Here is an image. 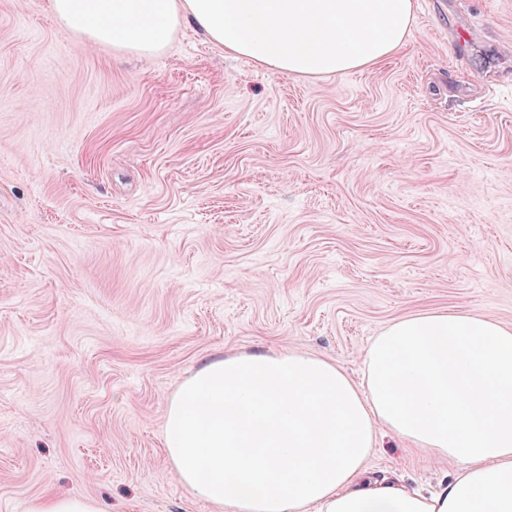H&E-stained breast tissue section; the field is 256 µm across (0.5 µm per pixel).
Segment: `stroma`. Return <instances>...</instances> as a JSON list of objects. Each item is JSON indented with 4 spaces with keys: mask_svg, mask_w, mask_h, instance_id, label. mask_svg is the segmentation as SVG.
Masks as SVG:
<instances>
[{
    "mask_svg": "<svg viewBox=\"0 0 512 512\" xmlns=\"http://www.w3.org/2000/svg\"><path fill=\"white\" fill-rule=\"evenodd\" d=\"M435 3L384 63L293 76L0 0V512H215L162 447L204 361L299 349L357 379L401 317L512 325V0ZM366 467L429 490L460 464L387 438ZM26 512H102L100 504L93 499L68 493H57L32 500Z\"/></svg>",
    "mask_w": 512,
    "mask_h": 512,
    "instance_id": "35a3bbf8",
    "label": "stroma"
}]
</instances>
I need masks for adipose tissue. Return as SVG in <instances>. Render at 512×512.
I'll use <instances>...</instances> for the list:
<instances>
[{
	"instance_id": "adipose-tissue-1",
	"label": "adipose tissue",
	"mask_w": 512,
	"mask_h": 512,
	"mask_svg": "<svg viewBox=\"0 0 512 512\" xmlns=\"http://www.w3.org/2000/svg\"><path fill=\"white\" fill-rule=\"evenodd\" d=\"M68 30L148 58L190 25L287 75L369 68L406 45L414 0H50ZM464 467L428 496L378 478L381 434ZM163 448L218 512H512V327L465 311L390 323L361 381L300 350L205 362L172 396Z\"/></svg>"
}]
</instances>
